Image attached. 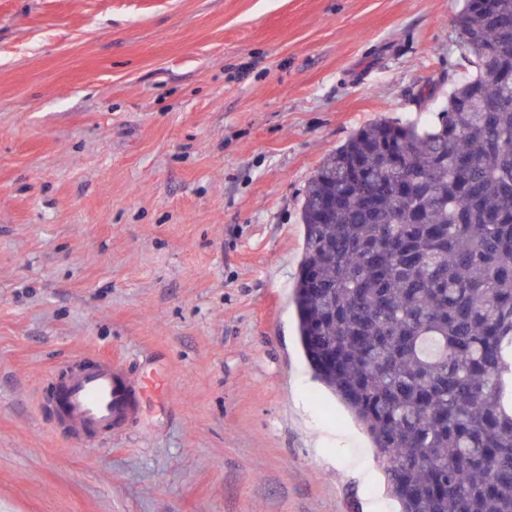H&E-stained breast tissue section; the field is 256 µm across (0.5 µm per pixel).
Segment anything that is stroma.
I'll use <instances>...</instances> for the list:
<instances>
[{"label":"stroma","mask_w":512,"mask_h":512,"mask_svg":"<svg viewBox=\"0 0 512 512\" xmlns=\"http://www.w3.org/2000/svg\"><path fill=\"white\" fill-rule=\"evenodd\" d=\"M463 0H0V512H397L292 289L322 160L425 122ZM146 379L73 444L82 356Z\"/></svg>","instance_id":"1"}]
</instances>
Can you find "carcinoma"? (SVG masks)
<instances>
[{
	"label": "carcinoma",
	"instance_id": "1",
	"mask_svg": "<svg viewBox=\"0 0 512 512\" xmlns=\"http://www.w3.org/2000/svg\"><path fill=\"white\" fill-rule=\"evenodd\" d=\"M457 33L442 110L355 133L301 206L299 341L400 512H512V0Z\"/></svg>",
	"mask_w": 512,
	"mask_h": 512
}]
</instances>
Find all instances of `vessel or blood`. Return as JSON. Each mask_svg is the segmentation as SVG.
<instances>
[{
	"instance_id": "vessel-or-blood-1",
	"label": "vessel or blood",
	"mask_w": 512,
	"mask_h": 512,
	"mask_svg": "<svg viewBox=\"0 0 512 512\" xmlns=\"http://www.w3.org/2000/svg\"><path fill=\"white\" fill-rule=\"evenodd\" d=\"M48 401L73 440L122 425L138 407V392L111 361L84 357L53 383Z\"/></svg>"
}]
</instances>
